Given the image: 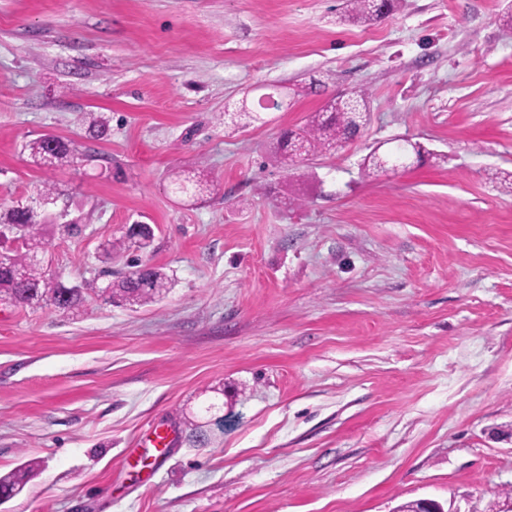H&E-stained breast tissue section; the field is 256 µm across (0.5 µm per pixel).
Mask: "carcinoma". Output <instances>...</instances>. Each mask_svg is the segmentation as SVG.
<instances>
[{"mask_svg":"<svg viewBox=\"0 0 512 512\" xmlns=\"http://www.w3.org/2000/svg\"><path fill=\"white\" fill-rule=\"evenodd\" d=\"M381 7L380 0H347V12L357 23L369 25L380 20L383 17ZM369 112V95L363 89L332 97L304 125L288 131L277 141L273 146L274 154L285 163L293 160L294 142L306 155L334 151L353 139L357 129L368 121ZM25 149L32 162L42 167H63L74 160L70 144L58 137L52 139L42 135L27 142ZM172 184L179 193L194 191L202 194L208 190V182L199 171L175 172ZM5 221L13 228H24L25 232L22 242L6 251L0 260V296L21 306L46 304L64 312L78 308L84 300L83 289L65 286L61 278L50 274L38 263L37 252L42 248V241L33 232L36 224L33 211L18 207L5 216ZM152 240L153 233H134L129 228L121 237L108 241L103 251L109 255L132 243L145 249ZM172 286L173 280L163 268L137 264L121 279L105 285L92 283L89 290L111 302L141 307L163 297ZM36 466L38 463L30 460L15 471L0 476V489L6 493H20Z\"/></svg>","mask_w":512,"mask_h":512,"instance_id":"carcinoma-1","label":"carcinoma"}]
</instances>
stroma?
Masks as SVG:
<instances>
[{
    "mask_svg": "<svg viewBox=\"0 0 512 512\" xmlns=\"http://www.w3.org/2000/svg\"><path fill=\"white\" fill-rule=\"evenodd\" d=\"M507 0H0V212L39 209L69 284L137 263L175 286L70 312L0 300V512H444L512 507V30ZM278 86L288 108L260 109ZM336 152L271 145L331 97ZM108 120L106 137L84 115ZM71 141L70 166L23 144ZM431 155L364 176L381 142ZM205 169L203 198L172 172ZM135 222L154 241L104 259ZM169 430L167 461L138 447ZM381 0H347V12L352 20L362 24H373L388 14L393 8V0H387L388 8L385 14H382ZM369 95L364 89L337 95L328 99L324 106L307 122L289 130L273 146L274 154L286 165L295 158L290 151L296 142L305 155L330 153L336 147L352 140L357 129L369 118ZM38 466L36 461H27L15 471L0 476V489L6 493H20L29 477V474Z\"/></svg>",
    "mask_w": 512,
    "mask_h": 512,
    "instance_id": "1",
    "label": "stroma"
}]
</instances>
